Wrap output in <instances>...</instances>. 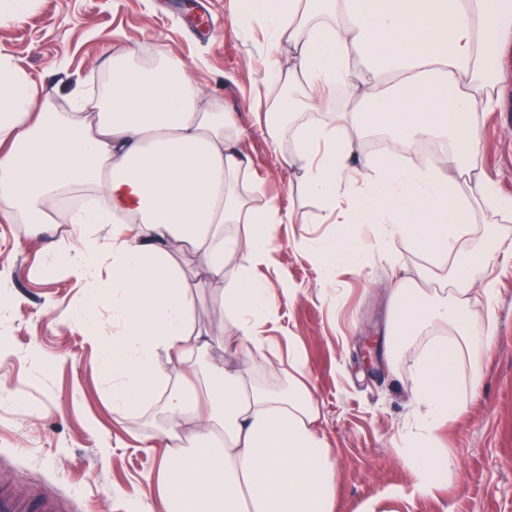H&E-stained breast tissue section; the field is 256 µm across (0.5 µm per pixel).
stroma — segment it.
<instances>
[{
  "label": "stroma",
  "instance_id": "obj_1",
  "mask_svg": "<svg viewBox=\"0 0 512 512\" xmlns=\"http://www.w3.org/2000/svg\"><path fill=\"white\" fill-rule=\"evenodd\" d=\"M261 23L235 27L227 0H27L22 13L0 7V55L24 68L38 102L69 111L73 89L104 82L107 53L130 48L139 60L163 45L180 57L203 90L204 103L235 113L244 130L248 176L277 198L293 221L280 225L268 263L254 275L277 296L264 335L278 340L267 358H249L227 346L229 315L221 283L197 289L196 316L209 335L198 373L223 361L254 382L278 388L295 375L290 348L301 349L309 387L320 408L321 434L338 469L335 512H512V266L495 265L493 315L473 304L471 317L490 323L492 347L482 355L478 390L467 368L457 392L465 414L437 432L456 461L441 488L415 493L408 460L416 409L405 388L408 363L391 371L381 348L392 272L423 264L402 241L374 252L361 268L340 267L323 287L311 245L337 235V224H315L317 203L295 175L282 174L275 148L250 109L263 63L254 53ZM500 105L482 123L476 146L481 167L512 196V43L499 59ZM71 227L57 217L47 231L0 223V286L13 298L0 307V479L17 495L58 500L64 512H166L160 496L142 498L155 478L167 423L149 410L128 418L112 411V376L101 355L108 342L65 319L64 309L96 313L97 301L66 267L39 272L46 248L70 245Z\"/></svg>",
  "mask_w": 512,
  "mask_h": 512
}]
</instances>
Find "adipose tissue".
Returning <instances> with one entry per match:
<instances>
[{
	"mask_svg": "<svg viewBox=\"0 0 512 512\" xmlns=\"http://www.w3.org/2000/svg\"><path fill=\"white\" fill-rule=\"evenodd\" d=\"M254 17L265 58L257 121L274 144L291 142L281 164L317 198L316 223L338 214L344 224L314 247L324 277L365 265L396 240L427 259L415 280L391 284L383 349L391 363L411 358L408 390L421 415L410 461L416 492L431 493L453 464L433 431L463 413L458 370L467 366L478 387L493 339L465 314L477 295L492 308L495 284L479 277L512 261V242L493 229L512 197L474 157L480 117L495 107L499 52L512 42V0H229L234 26ZM284 48L288 67L278 59ZM339 95L353 105L349 125L317 120ZM72 99L70 112L38 105L25 71L0 55V222L52 223L57 199L74 187L102 198V208L72 213L73 245L48 251L40 272L63 264L100 289V314L65 315L112 340L102 361L112 369L113 412L126 418L154 401L171 423L144 496L164 494L167 512H333L337 466L310 388L261 387L223 363L203 379L194 370L206 345L194 295L209 281L224 284L229 342L275 350L260 328L276 299L253 270L290 216L276 199L254 205L244 194L248 158L234 113L203 108L186 65L161 46L146 64L131 50L113 54L97 100ZM370 128L390 133L389 152L357 155ZM434 139L448 143L437 166L397 164L405 145ZM476 203L488 227L474 250ZM228 224L243 230L225 236ZM359 224L383 234L369 242ZM175 244L194 251L201 272L174 261ZM431 285L440 293L427 295ZM436 328L440 337L408 355L415 336Z\"/></svg>",
	"mask_w": 512,
	"mask_h": 512,
	"instance_id": "ef3b65f1",
	"label": "adipose tissue"
}]
</instances>
